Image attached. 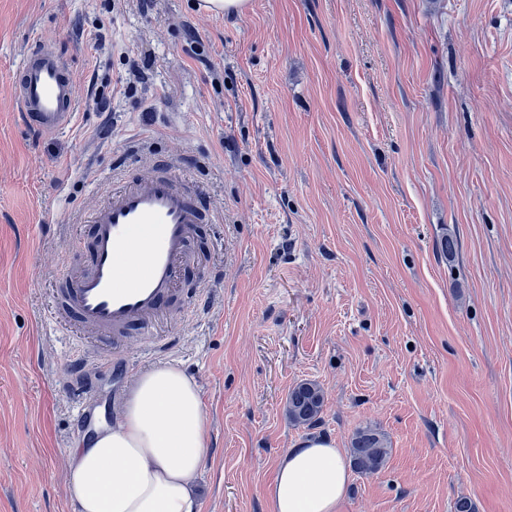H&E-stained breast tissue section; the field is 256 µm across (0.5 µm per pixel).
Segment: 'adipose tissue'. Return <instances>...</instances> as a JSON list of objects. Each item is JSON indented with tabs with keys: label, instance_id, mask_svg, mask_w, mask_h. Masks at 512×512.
<instances>
[{
	"label": "adipose tissue",
	"instance_id": "ef3b65f1",
	"mask_svg": "<svg viewBox=\"0 0 512 512\" xmlns=\"http://www.w3.org/2000/svg\"><path fill=\"white\" fill-rule=\"evenodd\" d=\"M119 414L67 452L73 512H200L208 415L197 384L177 365H157L134 381ZM349 482L332 441H301L277 460L271 512H336Z\"/></svg>",
	"mask_w": 512,
	"mask_h": 512
}]
</instances>
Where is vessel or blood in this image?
<instances>
[{"mask_svg":"<svg viewBox=\"0 0 512 512\" xmlns=\"http://www.w3.org/2000/svg\"><path fill=\"white\" fill-rule=\"evenodd\" d=\"M14 89L21 116L35 133L54 135L71 125L78 87L56 45L28 46ZM214 221L197 190L171 167L137 174L90 215L92 269L63 276L56 313L127 347L132 331L149 334L157 318L181 307L182 271L198 258L197 227Z\"/></svg>","mask_w":512,"mask_h":512,"instance_id":"b4317fda","label":"vessel or blood"}]
</instances>
